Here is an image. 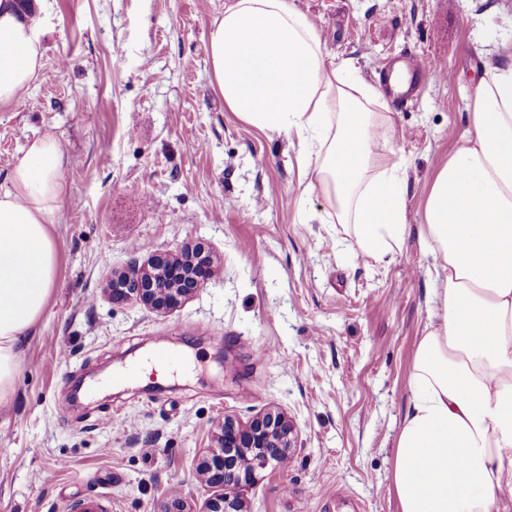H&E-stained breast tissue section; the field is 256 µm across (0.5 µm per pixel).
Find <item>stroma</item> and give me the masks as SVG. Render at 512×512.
<instances>
[{"mask_svg": "<svg viewBox=\"0 0 512 512\" xmlns=\"http://www.w3.org/2000/svg\"><path fill=\"white\" fill-rule=\"evenodd\" d=\"M293 2L370 83L404 56L448 71L381 107L408 223L384 262L330 223L297 145L225 106L207 54L225 0H37L45 63L0 106V183L47 133L69 163L58 286L0 408V512H165L176 494L203 512L224 417L269 411L296 446L241 490L247 512H399L392 449L436 307L424 202L472 133V79L512 51V0ZM187 246L219 272L181 306L113 302V274ZM159 337L182 369L114 384Z\"/></svg>", "mask_w": 512, "mask_h": 512, "instance_id": "stroma-1", "label": "stroma"}]
</instances>
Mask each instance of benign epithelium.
Segmentation results:
<instances>
[{
	"instance_id": "obj_1",
	"label": "benign epithelium",
	"mask_w": 512,
	"mask_h": 512,
	"mask_svg": "<svg viewBox=\"0 0 512 512\" xmlns=\"http://www.w3.org/2000/svg\"><path fill=\"white\" fill-rule=\"evenodd\" d=\"M217 275V269L197 248L179 258L156 255L147 264L112 278V301L136 299L155 309L170 310ZM221 451L207 456L199 470L204 481L222 490L205 512H243L237 491L258 482V471L270 462H288L295 447L292 426L279 414L268 413L247 425L225 417L220 427Z\"/></svg>"
}]
</instances>
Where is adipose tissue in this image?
<instances>
[{
    "mask_svg": "<svg viewBox=\"0 0 512 512\" xmlns=\"http://www.w3.org/2000/svg\"><path fill=\"white\" fill-rule=\"evenodd\" d=\"M38 22L0 0V105L38 78ZM213 81L246 123L296 139L357 253L383 261L407 233L401 163L385 148L382 93L328 60L292 0H230L211 23ZM473 135L436 173L424 205L437 307L417 344L396 438L400 512H512V60L470 90ZM61 142L33 140L0 184V406L57 282L51 231L65 197Z\"/></svg>",
    "mask_w": 512,
    "mask_h": 512,
    "instance_id": "obj_1",
    "label": "adipose tissue"
}]
</instances>
